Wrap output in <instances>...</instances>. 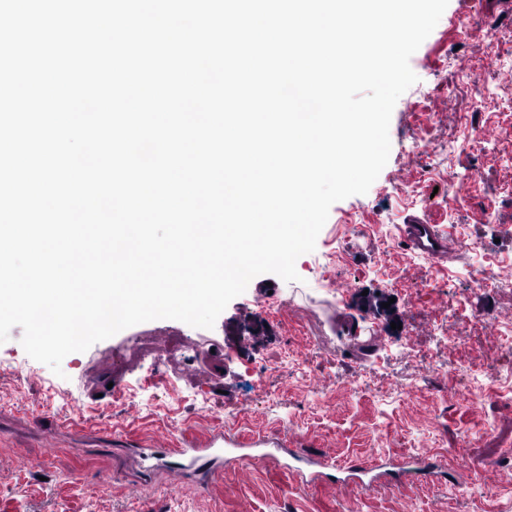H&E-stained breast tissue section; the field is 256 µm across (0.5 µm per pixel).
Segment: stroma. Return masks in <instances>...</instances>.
Listing matches in <instances>:
<instances>
[{
  "label": "stroma",
  "mask_w": 512,
  "mask_h": 512,
  "mask_svg": "<svg viewBox=\"0 0 512 512\" xmlns=\"http://www.w3.org/2000/svg\"><path fill=\"white\" fill-rule=\"evenodd\" d=\"M410 66L418 81L393 110L386 166L366 194L333 204L298 280L253 278L210 329L129 327L65 357L59 376L12 329L0 344V512H512V349L495 326L512 320V288L475 285L512 261V141L500 135L512 126V0H449ZM410 215L445 232L447 260L405 249ZM268 283L276 294L258 302ZM137 334L224 352L144 387L152 359L118 360ZM69 422L87 431L83 447L48 449ZM217 428L344 467L426 458L440 478L339 491L245 461L189 495L127 455L133 439L176 448Z\"/></svg>",
  "instance_id": "1"
}]
</instances>
